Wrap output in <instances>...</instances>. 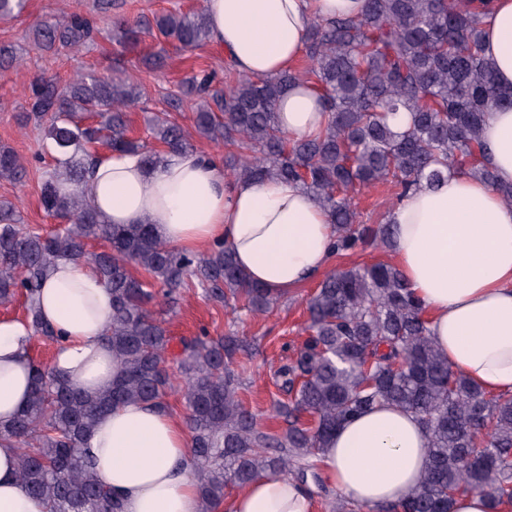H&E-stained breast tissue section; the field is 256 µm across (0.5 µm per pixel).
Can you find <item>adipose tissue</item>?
<instances>
[{
  "label": "adipose tissue",
  "instance_id": "1",
  "mask_svg": "<svg viewBox=\"0 0 512 512\" xmlns=\"http://www.w3.org/2000/svg\"><path fill=\"white\" fill-rule=\"evenodd\" d=\"M365 0H205L210 43L241 73L293 69L316 20L357 16ZM482 49L496 83L512 89V0H493L481 20ZM278 123L296 137L325 124L318 91L296 82L277 106ZM483 138L497 183L512 184V106L487 112ZM481 179L452 175L409 192L388 214L389 252L424 305L432 341L451 369L481 389L512 393V206ZM78 191L108 224L153 225L171 248L198 253L223 243L251 283L286 293L326 271L336 226L301 186L276 178L227 182L222 164L200 151L163 156L152 166L130 153L100 151ZM38 308L60 338L54 373L93 393L114 380L119 361L104 330L112 297L87 262L52 265ZM33 331L0 321V422L29 395L25 353ZM86 446L122 512H201L191 474L190 440L180 419L141 402L99 416ZM427 458L418 418L380 405L337 430L321 457L325 481L362 512L413 494ZM224 512H314V499L288 476L265 475L223 503ZM26 494L16 451L0 445V512H47Z\"/></svg>",
  "mask_w": 512,
  "mask_h": 512
}]
</instances>
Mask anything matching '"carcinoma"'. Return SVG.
<instances>
[{
  "label": "carcinoma",
  "instance_id": "cac0c4a2",
  "mask_svg": "<svg viewBox=\"0 0 512 512\" xmlns=\"http://www.w3.org/2000/svg\"><path fill=\"white\" fill-rule=\"evenodd\" d=\"M26 0H0V20L19 16ZM159 39L192 50L209 38L204 8L141 20ZM97 22L81 12L39 20L29 39L59 55L88 47ZM306 66L271 76L235 78L199 70L185 78L166 109L148 119L150 140L130 134L127 113L150 111L141 85L91 70L61 83L37 76L26 91L21 122L40 129L52 167L41 186L46 213L61 226L43 233L22 223L18 207L0 201V302L24 298L35 333L59 336L40 321L36 296L47 268L59 259L93 266L112 296L104 336L120 360L118 378L94 395L30 361L31 392L21 412L0 425V443L18 450V474L28 494L50 512H120L112 493L83 452L99 415L128 401L167 409L174 389L167 370L171 336L148 308L154 294L136 266L165 288L169 304L199 288L214 302L269 312L280 295L254 285L234 253L218 244L203 255L166 246L150 224H106L85 197L63 191L81 183L98 148L141 155L148 165L163 155L197 149L194 139L224 144L229 181L278 178L298 183L336 225L334 257L366 244L388 247L389 225L358 222L353 195L392 181L396 198L450 174L495 184L482 142L486 113L512 105V90L496 85L482 54L479 6L474 0H366L357 17L315 21L305 39ZM22 49L0 46V70L19 65ZM320 91L327 120L314 138L294 137L278 124L276 106L299 79ZM194 101V135L171 117ZM410 120L403 129L394 119ZM24 162L0 147V179L19 180ZM106 243L88 251L92 240ZM308 338L277 370L282 398L272 431L239 395L254 352L230 330L222 336L180 340L185 426L202 512H216L224 490L279 474L329 491L319 461L351 417L386 402L413 412L427 438L426 468L418 490L401 504L375 512H451L457 495L487 494L491 512L512 506V394H489L448 366L430 339L422 304L392 264L338 267L306 302Z\"/></svg>",
  "mask_w": 512,
  "mask_h": 512
}]
</instances>
